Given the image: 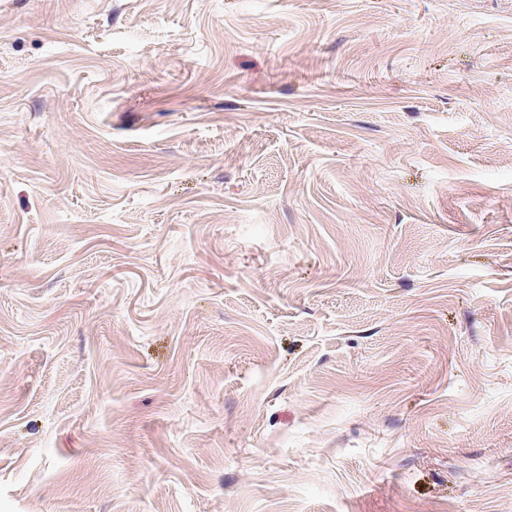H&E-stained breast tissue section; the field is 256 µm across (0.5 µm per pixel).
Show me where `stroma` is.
I'll return each mask as SVG.
<instances>
[{
  "mask_svg": "<svg viewBox=\"0 0 512 512\" xmlns=\"http://www.w3.org/2000/svg\"><path fill=\"white\" fill-rule=\"evenodd\" d=\"M0 512H512V0H0Z\"/></svg>",
  "mask_w": 512,
  "mask_h": 512,
  "instance_id": "1",
  "label": "stroma"
}]
</instances>
